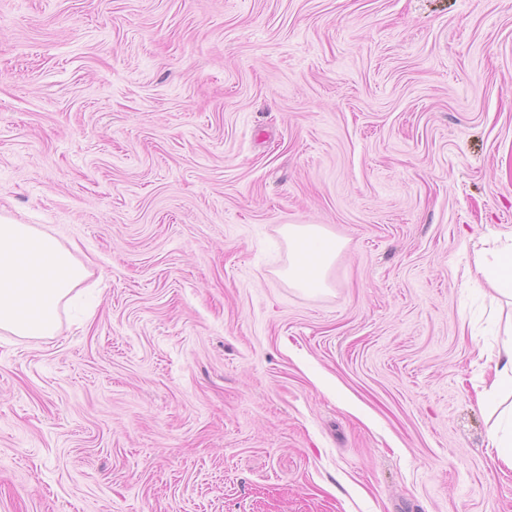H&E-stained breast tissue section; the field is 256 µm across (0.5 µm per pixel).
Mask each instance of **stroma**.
<instances>
[{"instance_id": "1", "label": "stroma", "mask_w": 512, "mask_h": 512, "mask_svg": "<svg viewBox=\"0 0 512 512\" xmlns=\"http://www.w3.org/2000/svg\"><path fill=\"white\" fill-rule=\"evenodd\" d=\"M1 218L90 275L0 331V512H512V0H0ZM284 234L291 247V259L286 271L288 282L296 288L321 287L333 263L339 244L326 245L325 229L318 224H287ZM492 259L483 260L478 270L492 290L512 298V236L492 253ZM486 359V364L494 368V380L490 389H497L505 382L510 386L512 393V338L510 343H505L496 351L481 352ZM509 422L494 427L489 435L490 445L496 450V458L508 468H512V407L508 414Z\"/></svg>"}]
</instances>
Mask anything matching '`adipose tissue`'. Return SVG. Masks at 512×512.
<instances>
[{"instance_id":"adipose-tissue-1","label":"adipose tissue","mask_w":512,"mask_h":512,"mask_svg":"<svg viewBox=\"0 0 512 512\" xmlns=\"http://www.w3.org/2000/svg\"><path fill=\"white\" fill-rule=\"evenodd\" d=\"M291 247L286 275L297 288L324 285L338 248L325 244L317 224H288ZM495 291L512 297V239L478 266ZM88 276L86 266L52 236L30 224L0 220V330L17 336L51 335L63 301Z\"/></svg>"}]
</instances>
